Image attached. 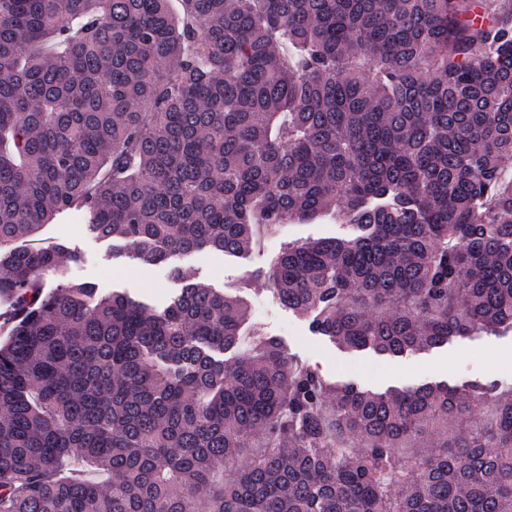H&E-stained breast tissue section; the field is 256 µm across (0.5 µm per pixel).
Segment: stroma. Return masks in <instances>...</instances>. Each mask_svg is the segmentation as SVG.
<instances>
[{"mask_svg": "<svg viewBox=\"0 0 512 512\" xmlns=\"http://www.w3.org/2000/svg\"><path fill=\"white\" fill-rule=\"evenodd\" d=\"M351 225L325 214L309 224H285L263 232L245 255L203 250L176 254L166 262H140L128 250L113 249L110 241L89 230V215L80 208L58 213L32 236L20 239V249L62 246L76 255L63 261L50 276V285L86 283L101 292L129 293L153 309L167 306L183 282L202 284L244 300L254 327L276 338L289 357L312 366L331 383L352 384L375 392L411 389L426 383L459 386L476 379H494L512 386V370L500 365L512 350V335L483 334L455 340L440 349L401 356L371 350L348 351L329 338L315 335L308 320L285 307L268 278L272 259L288 243L343 238Z\"/></svg>", "mask_w": 512, "mask_h": 512, "instance_id": "35a3bbf8", "label": "stroma"}]
</instances>
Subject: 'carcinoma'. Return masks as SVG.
Wrapping results in <instances>:
<instances>
[{"label":"carcinoma","mask_w":512,"mask_h":512,"mask_svg":"<svg viewBox=\"0 0 512 512\" xmlns=\"http://www.w3.org/2000/svg\"><path fill=\"white\" fill-rule=\"evenodd\" d=\"M0 0V248L80 206L143 263L244 255L312 332L398 356L512 332V9ZM0 253V512H512V387L332 386L244 301L161 311ZM88 465L110 479L73 469Z\"/></svg>","instance_id":"1"}]
</instances>
